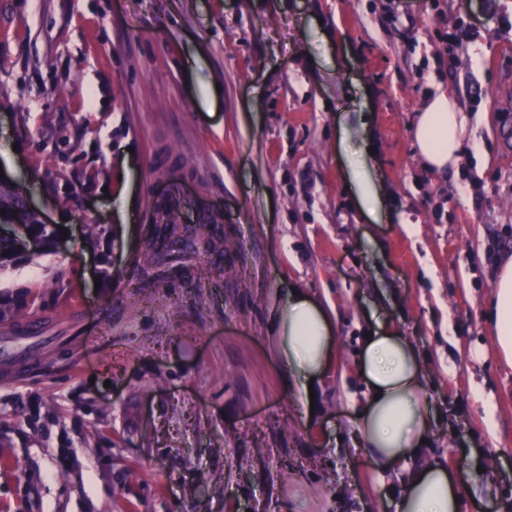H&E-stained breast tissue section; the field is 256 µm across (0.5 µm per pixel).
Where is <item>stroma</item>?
Wrapping results in <instances>:
<instances>
[{
    "instance_id": "1",
    "label": "stroma",
    "mask_w": 512,
    "mask_h": 512,
    "mask_svg": "<svg viewBox=\"0 0 512 512\" xmlns=\"http://www.w3.org/2000/svg\"><path fill=\"white\" fill-rule=\"evenodd\" d=\"M438 84L488 116L444 175L410 136ZM511 127L512 0H0V173L64 229L0 271V334L44 323L0 380V512H397L406 468L378 472L354 417L382 327L428 379L409 466L471 469L468 512H512L487 318ZM292 286L334 330L309 389L268 331Z\"/></svg>"
}]
</instances>
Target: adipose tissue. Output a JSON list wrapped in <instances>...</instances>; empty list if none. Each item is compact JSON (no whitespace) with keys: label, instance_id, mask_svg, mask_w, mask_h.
<instances>
[{"label":"adipose tissue","instance_id":"obj_1","mask_svg":"<svg viewBox=\"0 0 512 512\" xmlns=\"http://www.w3.org/2000/svg\"><path fill=\"white\" fill-rule=\"evenodd\" d=\"M423 167L442 175L458 168L464 147L476 140L469 113L447 90L429 94L411 130ZM490 298L495 352L512 366V255L497 262ZM290 376L309 382L327 362L332 327L324 308L305 293L290 290L270 327ZM360 374L369 396L358 415L357 430L379 468L407 463L422 446L431 413L422 363L413 345L390 330L365 337ZM398 512H466L461 482L442 464L410 471L396 502Z\"/></svg>","mask_w":512,"mask_h":512}]
</instances>
